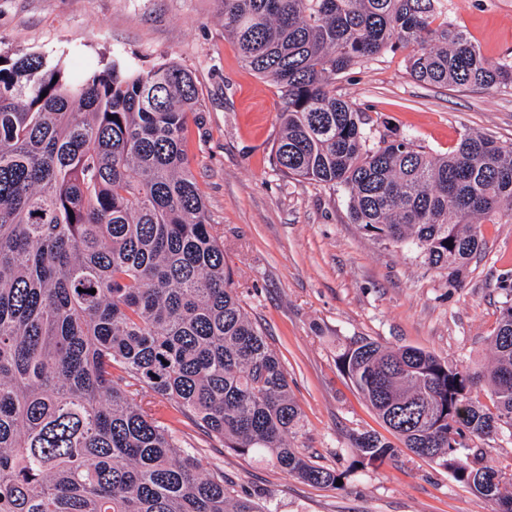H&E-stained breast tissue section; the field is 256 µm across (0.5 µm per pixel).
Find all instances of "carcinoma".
I'll list each match as a JSON object with an SVG mask.
<instances>
[{
	"mask_svg": "<svg viewBox=\"0 0 512 512\" xmlns=\"http://www.w3.org/2000/svg\"><path fill=\"white\" fill-rule=\"evenodd\" d=\"M217 4L224 36L280 92L277 170L345 189L353 223L460 280L480 224L512 222V143L374 142L334 84L389 48L434 86L512 85V62L488 59L442 0ZM0 58V512H262L201 468L179 415L337 488L344 474L288 446L301 412L287 372L211 232L187 152L204 123L191 72L114 61L78 81L34 53ZM501 289L489 366L364 338L336 366L405 448L512 512V460L472 445L512 435V280ZM353 446L363 469L396 451L375 432Z\"/></svg>",
	"mask_w": 512,
	"mask_h": 512,
	"instance_id": "1",
	"label": "carcinoma"
}]
</instances>
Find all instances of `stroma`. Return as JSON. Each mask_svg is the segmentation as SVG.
I'll list each match as a JSON object with an SVG mask.
<instances>
[{
  "label": "stroma",
  "mask_w": 512,
  "mask_h": 512,
  "mask_svg": "<svg viewBox=\"0 0 512 512\" xmlns=\"http://www.w3.org/2000/svg\"><path fill=\"white\" fill-rule=\"evenodd\" d=\"M447 8L486 57L512 61V0ZM17 52L62 63L76 78L116 58L142 69L173 60L194 77L205 121L189 129L191 167L244 310L288 373L303 419L289 444L345 479L339 489L314 486L183 425L203 469L221 467L232 492L263 512H493L403 447L382 465L352 469L353 436L382 425L338 370L336 351L367 338L451 364H490L498 283L512 276V223L482 225L483 251L452 284L418 253L352 223L343 189L284 177L272 161L278 89L244 65L215 0H0V54ZM336 94L364 112L374 136L407 137L437 155L468 132L512 142L511 86L416 82L402 49L340 75Z\"/></svg>",
  "instance_id": "35a3bbf8"
}]
</instances>
